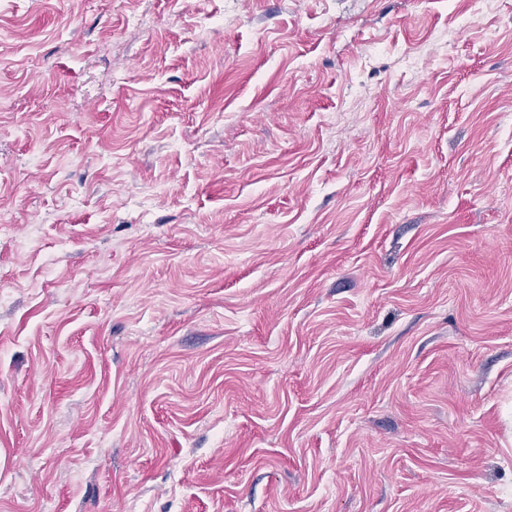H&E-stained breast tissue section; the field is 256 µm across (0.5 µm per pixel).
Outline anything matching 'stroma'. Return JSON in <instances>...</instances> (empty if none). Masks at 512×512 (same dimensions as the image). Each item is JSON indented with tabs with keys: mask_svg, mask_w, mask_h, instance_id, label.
I'll return each instance as SVG.
<instances>
[{
	"mask_svg": "<svg viewBox=\"0 0 512 512\" xmlns=\"http://www.w3.org/2000/svg\"><path fill=\"white\" fill-rule=\"evenodd\" d=\"M0 512H512V0H0Z\"/></svg>",
	"mask_w": 512,
	"mask_h": 512,
	"instance_id": "stroma-1",
	"label": "stroma"
}]
</instances>
